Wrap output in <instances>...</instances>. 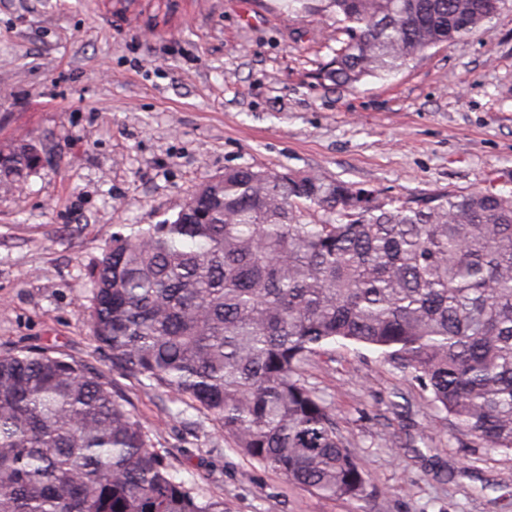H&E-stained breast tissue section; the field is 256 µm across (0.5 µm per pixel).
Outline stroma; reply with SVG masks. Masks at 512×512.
Returning a JSON list of instances; mask_svg holds the SVG:
<instances>
[{
    "label": "stroma",
    "instance_id": "35a3bbf8",
    "mask_svg": "<svg viewBox=\"0 0 512 512\" xmlns=\"http://www.w3.org/2000/svg\"><path fill=\"white\" fill-rule=\"evenodd\" d=\"M334 20L288 0H0V147L42 168L0 192V352L48 348L133 405L154 450L225 512H512V452L481 447L374 354L306 378L363 469L361 501L309 494L231 450L173 392L112 373L87 317L112 232L173 217L249 165L387 196L512 191V0L476 35L355 89L318 83Z\"/></svg>",
    "mask_w": 512,
    "mask_h": 512
}]
</instances>
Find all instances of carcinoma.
<instances>
[{
	"mask_svg": "<svg viewBox=\"0 0 512 512\" xmlns=\"http://www.w3.org/2000/svg\"><path fill=\"white\" fill-rule=\"evenodd\" d=\"M501 0H292L344 38L317 72L355 86L472 36ZM41 166L0 148V189ZM88 318L112 372L217 420L230 449L327 499L367 480L303 379L338 345L368 351L484 447L512 452V193L407 198L240 166L176 217L112 233ZM0 512H224L177 479L131 404L48 348L0 354Z\"/></svg>",
	"mask_w": 512,
	"mask_h": 512,
	"instance_id": "1",
	"label": "carcinoma"
}]
</instances>
